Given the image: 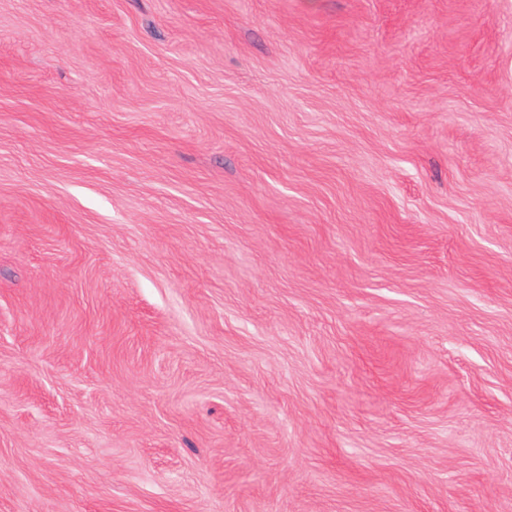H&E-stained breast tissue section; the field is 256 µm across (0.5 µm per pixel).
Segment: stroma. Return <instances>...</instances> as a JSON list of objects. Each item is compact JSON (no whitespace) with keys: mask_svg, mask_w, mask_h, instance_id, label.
Masks as SVG:
<instances>
[{"mask_svg":"<svg viewBox=\"0 0 512 512\" xmlns=\"http://www.w3.org/2000/svg\"><path fill=\"white\" fill-rule=\"evenodd\" d=\"M0 512H512V0H0Z\"/></svg>","mask_w":512,"mask_h":512,"instance_id":"1","label":"stroma"}]
</instances>
